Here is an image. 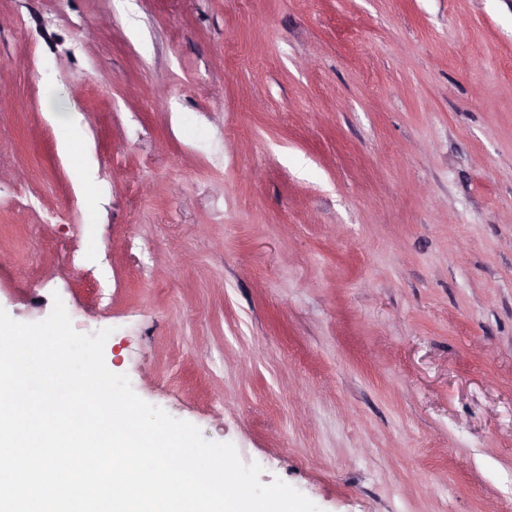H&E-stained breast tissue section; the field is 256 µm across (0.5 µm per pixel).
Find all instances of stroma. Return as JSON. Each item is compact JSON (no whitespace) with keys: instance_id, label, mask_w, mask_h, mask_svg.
<instances>
[{"instance_id":"stroma-1","label":"stroma","mask_w":512,"mask_h":512,"mask_svg":"<svg viewBox=\"0 0 512 512\" xmlns=\"http://www.w3.org/2000/svg\"><path fill=\"white\" fill-rule=\"evenodd\" d=\"M0 83L10 317L321 512H512V0H0Z\"/></svg>"}]
</instances>
